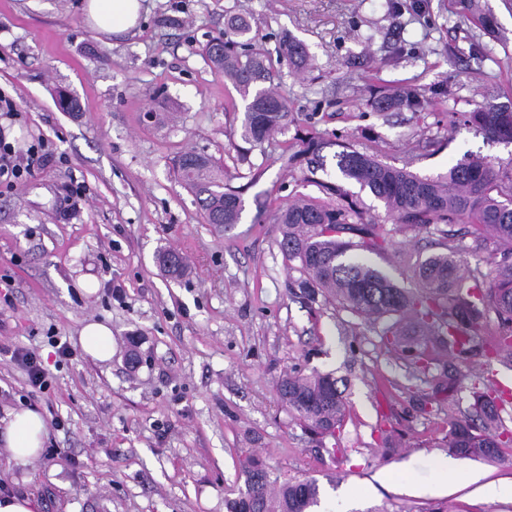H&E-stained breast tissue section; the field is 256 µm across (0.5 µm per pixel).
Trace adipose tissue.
I'll return each instance as SVG.
<instances>
[{
    "label": "adipose tissue",
    "instance_id": "adipose-tissue-1",
    "mask_svg": "<svg viewBox=\"0 0 512 512\" xmlns=\"http://www.w3.org/2000/svg\"><path fill=\"white\" fill-rule=\"evenodd\" d=\"M142 10V0H86L84 21L101 36L118 37L137 27ZM45 434V420L39 412L10 410L0 419V455L22 462L34 458Z\"/></svg>",
    "mask_w": 512,
    "mask_h": 512
}]
</instances>
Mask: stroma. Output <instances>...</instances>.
<instances>
[{
  "label": "stroma",
  "mask_w": 512,
  "mask_h": 512,
  "mask_svg": "<svg viewBox=\"0 0 512 512\" xmlns=\"http://www.w3.org/2000/svg\"><path fill=\"white\" fill-rule=\"evenodd\" d=\"M479 2L493 32L468 0H143L136 34L106 41L85 26L81 0H0V92L15 104L0 130L17 156L40 141L49 154L0 191V417L40 412L56 452L0 459V480L40 512H230L254 456L271 477L317 480L318 512H512V494L490 501L467 483L473 469L512 482V446L500 461L433 466L444 421L472 413L470 380L428 399L378 327L293 294L299 273L271 219L277 205L321 196L306 166L288 161L311 128L422 176L468 153L512 167L511 143L461 121L512 81V0ZM236 12L254 46L274 56L290 34L313 58L303 76L275 65L291 121L256 148L239 136L244 101L202 53ZM401 84L423 97L421 111L371 108V91ZM62 90L80 111L60 108ZM164 104L175 123L145 120ZM189 149L245 186L230 230L203 223L174 173ZM347 190L391 232L389 250L365 261L410 287L402 258L439 252L438 236L393 232L380 201ZM162 249L184 257L185 276L160 270ZM87 319L111 326L110 361L79 352ZM52 336L77 356L58 358ZM21 348L39 354L47 389L12 360ZM315 370L347 382L345 424L322 449L276 392L282 375ZM403 465L415 493L377 482Z\"/></svg>",
  "instance_id": "stroma-1"
}]
</instances>
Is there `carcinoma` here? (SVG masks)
Returning a JSON list of instances; mask_svg holds the SVG:
<instances>
[{
  "label": "carcinoma",
  "mask_w": 512,
  "mask_h": 512,
  "mask_svg": "<svg viewBox=\"0 0 512 512\" xmlns=\"http://www.w3.org/2000/svg\"><path fill=\"white\" fill-rule=\"evenodd\" d=\"M249 32L246 16L231 14L224 38L208 42L204 53L246 102L241 137L260 147L288 127L290 112L286 98L264 86L273 79L266 54L258 48L238 51L242 43L233 37ZM280 57L297 73L312 68L306 45L295 38L282 41ZM371 106L378 112L418 110L424 101L399 88L376 93ZM469 121L490 137L512 143V111H503V105L487 101L470 113ZM301 146L299 155H310L320 165L324 149L338 147L332 159L342 181L369 190L399 228L439 236L444 251L407 261L413 287L404 288L357 258L391 245L382 225L364 219L357 201L336 206L301 199L279 205L272 213L273 222L281 225L282 252L298 262L300 277L292 287L312 302L323 296L358 318L383 325L384 341L434 381L437 394L446 391L453 397L457 383L453 377L431 375L442 353L463 366L475 357L512 363V169L500 172L486 158L467 154L443 176H420L349 142L328 141L313 129L301 138ZM174 168L194 195L205 223L226 229L239 223L245 207L242 192L224 183V171L211 157L187 150L176 157ZM452 224L467 225L466 235L475 248L491 241L501 249L502 258L490 272L469 266L465 248L449 229ZM157 262L172 277L186 272L183 257L174 250L159 252ZM472 385L475 419L450 420L442 445L464 458L500 459L502 448L512 443L511 436L499 431L500 412L509 405L505 390L480 373L472 375ZM277 392L320 447L342 428L347 401L333 374H289L280 380ZM242 471L245 491L232 502L230 512H310L318 503L314 479H286L271 498L269 474L261 460L246 457Z\"/></svg>",
  "instance_id": "cac0c4a2"
}]
</instances>
